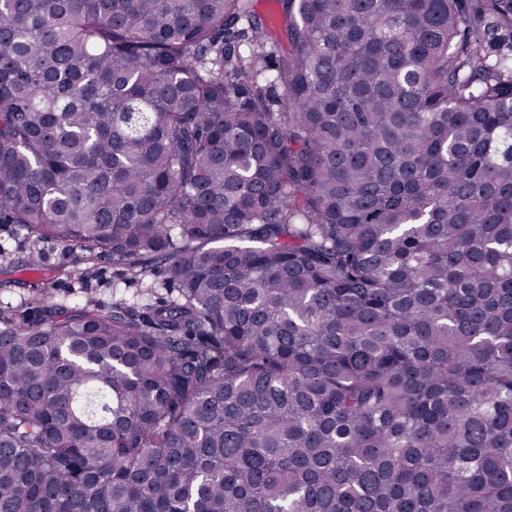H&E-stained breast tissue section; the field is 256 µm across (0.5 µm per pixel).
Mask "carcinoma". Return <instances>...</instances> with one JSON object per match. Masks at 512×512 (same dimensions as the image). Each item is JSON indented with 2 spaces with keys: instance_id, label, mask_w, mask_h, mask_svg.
I'll return each instance as SVG.
<instances>
[{
  "instance_id": "carcinoma-1",
  "label": "carcinoma",
  "mask_w": 512,
  "mask_h": 512,
  "mask_svg": "<svg viewBox=\"0 0 512 512\" xmlns=\"http://www.w3.org/2000/svg\"><path fill=\"white\" fill-rule=\"evenodd\" d=\"M278 2L0 0V224L152 279L0 302V512H512V0ZM257 12L261 17H264L269 27L273 31H280V49L285 50L287 43L285 41V34L283 31L285 20L282 13L279 11L278 6L273 0H257Z\"/></svg>"
}]
</instances>
